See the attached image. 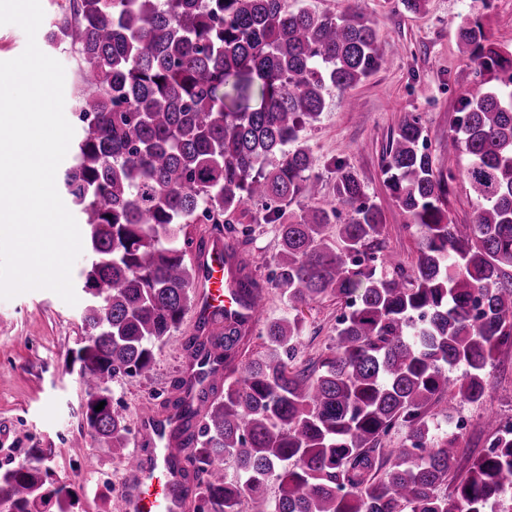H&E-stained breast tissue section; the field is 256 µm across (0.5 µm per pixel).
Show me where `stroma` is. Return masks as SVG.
Listing matches in <instances>:
<instances>
[{
    "label": "stroma",
    "mask_w": 512,
    "mask_h": 512,
    "mask_svg": "<svg viewBox=\"0 0 512 512\" xmlns=\"http://www.w3.org/2000/svg\"><path fill=\"white\" fill-rule=\"evenodd\" d=\"M363 8L377 31L380 66L353 90L355 109L329 96L318 121L305 126L301 137L320 177L318 204H335V166L349 167L383 213L385 254L408 267L416 256L417 231L408 227L386 186V147L399 124L416 116L434 168L459 174L467 167L453 126L462 94L479 78V66L462 51L450 21L458 16L480 18L492 41L511 52L512 0H427L425 10L417 14L406 11L401 0H365ZM83 309V303L67 304L48 290L0 300V472L39 449L55 484L76 496V512H109L124 470L84 421L81 370L73 360L87 336ZM341 312L332 297L298 314L278 289L267 294L268 318L301 315V362L330 345ZM193 323V315H186L181 330L156 350L149 378L112 382V403L130 425H137L144 411L167 415L164 402L177 395L172 384L188 368L184 341ZM490 412L502 422H512V348L497 353L481 403L460 402L449 412L435 410L431 424L457 433L462 451L475 455L486 449L492 435L486 423Z\"/></svg>",
    "instance_id": "1"
}]
</instances>
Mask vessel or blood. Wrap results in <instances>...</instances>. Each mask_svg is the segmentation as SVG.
<instances>
[{"label":"vessel or blood","instance_id":"vessel-or-blood-1","mask_svg":"<svg viewBox=\"0 0 512 512\" xmlns=\"http://www.w3.org/2000/svg\"><path fill=\"white\" fill-rule=\"evenodd\" d=\"M243 257L226 245L222 238L210 241L202 256L195 261L196 276L201 283L194 300L196 316L223 315L226 322L239 320L256 325L266 309L263 296L243 300L238 282L243 275ZM224 366L215 354L198 357L192 363L190 382L199 388L214 382H222ZM180 423L176 415L160 418L142 413L137 433L139 438L156 447L152 462H145L139 455H131L125 466L126 482L122 492L123 512H184L182 498L175 496L174 489L182 477L179 470L169 463L178 452L174 437Z\"/></svg>","mask_w":512,"mask_h":512}]
</instances>
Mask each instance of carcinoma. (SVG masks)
I'll return each mask as SVG.
<instances>
[{"label": "carcinoma", "instance_id": "carcinoma-1", "mask_svg": "<svg viewBox=\"0 0 512 512\" xmlns=\"http://www.w3.org/2000/svg\"><path fill=\"white\" fill-rule=\"evenodd\" d=\"M458 38L490 74L462 96L455 125L471 158L463 177L474 220H448L454 175L434 169L423 127L404 120L383 173L420 227L409 274L381 254L383 213L349 168L337 165L335 182L349 221L316 205L319 178L300 137L326 96L354 107L351 91L379 67L361 8L336 17L290 10L288 0H67L47 31L48 44L69 46L79 62L82 136L61 188L88 228L80 280L90 340L75 360L91 378L94 436L127 459L130 428L112 409L110 383L148 376L192 308L188 248L203 252L206 238L189 237V225H213L243 254L252 225H278L275 272L245 274L242 293L273 286L295 308L334 296L348 309L334 344L303 367L302 321L268 322V353L246 360L239 377L249 330L196 324L185 350L214 349L229 373L198 437L191 400L168 402L191 446L177 464L194 512H486L512 501V423L489 421L487 450L463 464L458 436L429 424L435 407L481 402L494 354L512 347V52L478 18L461 23ZM458 366L464 373L451 376ZM401 427L396 447L389 437ZM227 454L239 473L220 480ZM51 503L75 508L40 454L0 473L4 512Z\"/></svg>", "mask_w": 512, "mask_h": 512}]
</instances>
